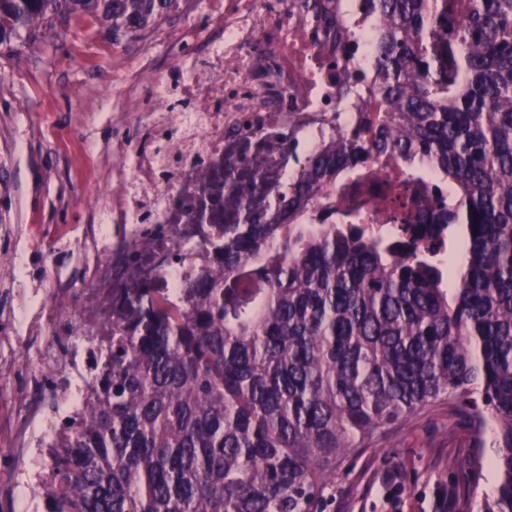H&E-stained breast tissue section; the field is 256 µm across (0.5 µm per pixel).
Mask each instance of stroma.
Segmentation results:
<instances>
[{
	"instance_id": "1",
	"label": "stroma",
	"mask_w": 512,
	"mask_h": 512,
	"mask_svg": "<svg viewBox=\"0 0 512 512\" xmlns=\"http://www.w3.org/2000/svg\"><path fill=\"white\" fill-rule=\"evenodd\" d=\"M201 0L135 35L112 33L92 15L0 44V225L33 224L47 245L106 209L121 159L115 145L151 140L132 109L152 103L143 63L182 53L177 30L209 26ZM480 457L483 476L467 463ZM494 448L476 450L468 422L447 404L398 422L336 462L320 512H480L496 481ZM23 462L0 447V512H31L16 493Z\"/></svg>"
}]
</instances>
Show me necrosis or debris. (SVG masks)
Here are the masks:
<instances>
[{"instance_id":"obj_1","label":"necrosis or debris","mask_w":512,"mask_h":512,"mask_svg":"<svg viewBox=\"0 0 512 512\" xmlns=\"http://www.w3.org/2000/svg\"><path fill=\"white\" fill-rule=\"evenodd\" d=\"M215 30L188 31L197 50L176 67L143 71L144 81L184 101L181 112L165 104L138 112L152 131L174 129L159 147L132 149L122 164L118 188L99 223L72 233L78 244L80 292L73 307L40 309L44 328L75 341L38 352L51 383L42 401L13 395L8 408L24 423L0 420V446L23 453L51 447L62 408L79 412L92 381L91 353L135 288L178 287L203 262V242L231 224L240 207L222 181L259 173L250 203L254 217L273 211L288 179L322 148L349 112L375 106L372 88L373 38L380 28L368 0H205ZM362 78V98L345 97L351 74ZM362 205L360 219L376 229L409 237L418 222L417 183L397 168L376 176L358 168L349 173ZM399 181V196L381 200L378 191ZM149 215L146 224L139 215ZM14 283L58 280L56 253L16 255Z\"/></svg>"}]
</instances>
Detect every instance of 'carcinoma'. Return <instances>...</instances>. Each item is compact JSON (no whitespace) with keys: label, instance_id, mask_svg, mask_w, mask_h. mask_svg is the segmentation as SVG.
<instances>
[{"label":"carcinoma","instance_id":"obj_1","mask_svg":"<svg viewBox=\"0 0 512 512\" xmlns=\"http://www.w3.org/2000/svg\"><path fill=\"white\" fill-rule=\"evenodd\" d=\"M185 0H0V44L90 13L137 34ZM456 0H370L379 112L288 180L266 224H226L207 266L141 288L105 337L92 393L52 446L46 512H316L363 442L430 406L496 448L512 512V0H469L434 78L433 16ZM387 156L449 195L430 223L462 232L403 249L346 206L301 220L343 173Z\"/></svg>","mask_w":512,"mask_h":512}]
</instances>
